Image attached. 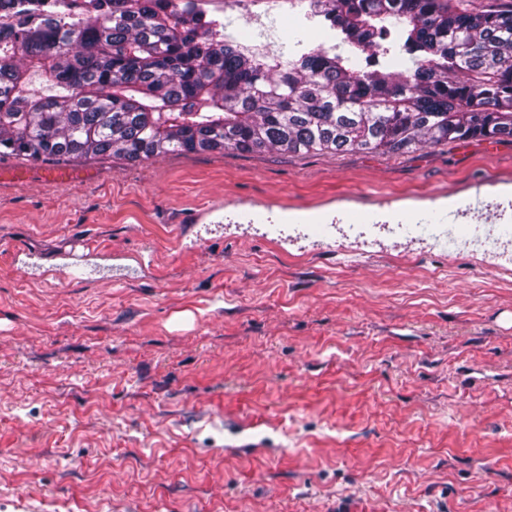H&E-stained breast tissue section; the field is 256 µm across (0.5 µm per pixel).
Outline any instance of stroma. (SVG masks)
Listing matches in <instances>:
<instances>
[{
	"mask_svg": "<svg viewBox=\"0 0 512 512\" xmlns=\"http://www.w3.org/2000/svg\"><path fill=\"white\" fill-rule=\"evenodd\" d=\"M427 222L512 225V139L0 170V512H512V274L329 234Z\"/></svg>",
	"mask_w": 512,
	"mask_h": 512,
	"instance_id": "obj_1",
	"label": "stroma"
}]
</instances>
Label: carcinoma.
Listing matches in <instances>:
<instances>
[{
	"label": "carcinoma",
	"instance_id": "obj_1",
	"mask_svg": "<svg viewBox=\"0 0 512 512\" xmlns=\"http://www.w3.org/2000/svg\"><path fill=\"white\" fill-rule=\"evenodd\" d=\"M339 32L275 65L196 0H0V154L400 152L512 138V0H289ZM45 88L31 87V76Z\"/></svg>",
	"mask_w": 512,
	"mask_h": 512
}]
</instances>
